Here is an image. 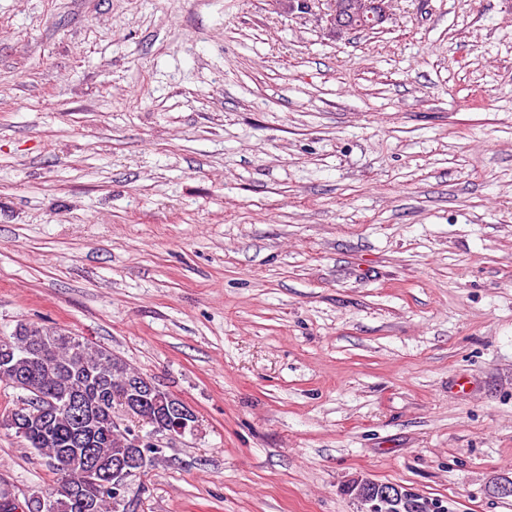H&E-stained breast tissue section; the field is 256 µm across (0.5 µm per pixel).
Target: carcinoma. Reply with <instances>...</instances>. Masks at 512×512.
<instances>
[{
  "instance_id": "1",
  "label": "carcinoma",
  "mask_w": 512,
  "mask_h": 512,
  "mask_svg": "<svg viewBox=\"0 0 512 512\" xmlns=\"http://www.w3.org/2000/svg\"><path fill=\"white\" fill-rule=\"evenodd\" d=\"M11 349L9 369L0 367V381L22 391L38 393L61 407L49 426L33 420L16 436L42 456L55 476L54 483L70 489L49 493L53 512H116L109 508L112 492L93 481L79 480L83 461L81 446L74 443L77 425L62 409L77 398L90 416L87 443L106 462L133 452L124 436L112 433V416L121 407L125 385L136 371L111 351L78 340L61 331L48 335L47 328L35 322L17 324L14 332L0 336V351ZM438 501L397 491V498L378 512H432Z\"/></svg>"
}]
</instances>
